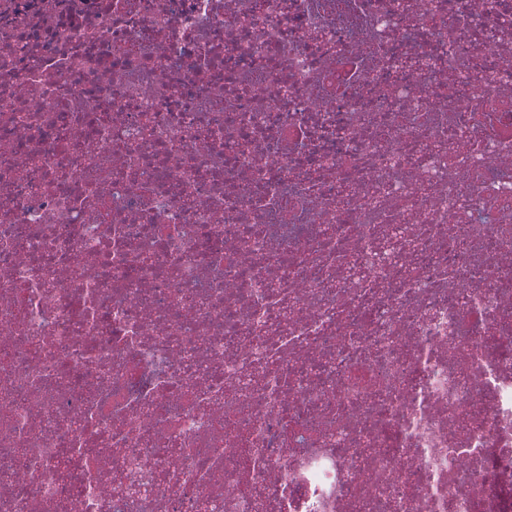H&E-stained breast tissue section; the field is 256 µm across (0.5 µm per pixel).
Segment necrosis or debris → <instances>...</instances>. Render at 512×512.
Segmentation results:
<instances>
[{
    "instance_id": "necrosis-or-debris-1",
    "label": "necrosis or debris",
    "mask_w": 512,
    "mask_h": 512,
    "mask_svg": "<svg viewBox=\"0 0 512 512\" xmlns=\"http://www.w3.org/2000/svg\"><path fill=\"white\" fill-rule=\"evenodd\" d=\"M0 512H512V0H0Z\"/></svg>"
}]
</instances>
